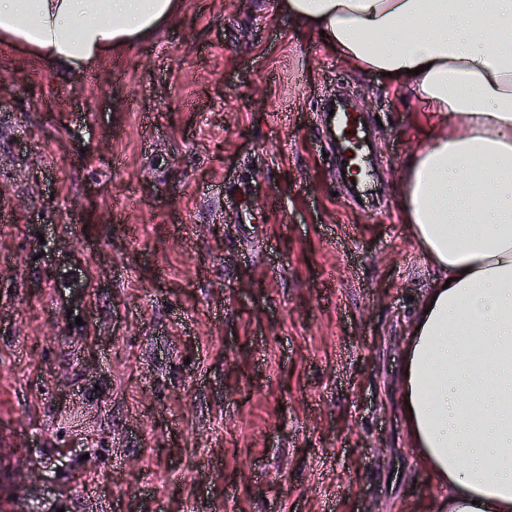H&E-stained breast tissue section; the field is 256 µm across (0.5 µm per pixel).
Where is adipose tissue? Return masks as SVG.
Returning a JSON list of instances; mask_svg holds the SVG:
<instances>
[{
    "label": "adipose tissue",
    "instance_id": "ef3b65f1",
    "mask_svg": "<svg viewBox=\"0 0 512 512\" xmlns=\"http://www.w3.org/2000/svg\"><path fill=\"white\" fill-rule=\"evenodd\" d=\"M182 0H0V42L72 71L150 37ZM447 131L405 160L400 211L437 276L403 352L402 416L433 512H512V0H276Z\"/></svg>",
    "mask_w": 512,
    "mask_h": 512
}]
</instances>
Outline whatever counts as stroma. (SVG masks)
<instances>
[{
    "instance_id": "stroma-1",
    "label": "stroma",
    "mask_w": 512,
    "mask_h": 512,
    "mask_svg": "<svg viewBox=\"0 0 512 512\" xmlns=\"http://www.w3.org/2000/svg\"><path fill=\"white\" fill-rule=\"evenodd\" d=\"M358 94L375 209L339 175ZM424 102L275 0H182L94 68L0 44L6 512H414L399 400L434 271L398 208ZM342 104L347 112H338L336 115V133L341 141V149L343 151L344 164L348 172L356 174V167L352 168L351 162L356 160L354 153H348L349 147L358 140V136L363 133V119L358 117L355 113L358 112V105L356 100L347 96L342 97Z\"/></svg>"
}]
</instances>
